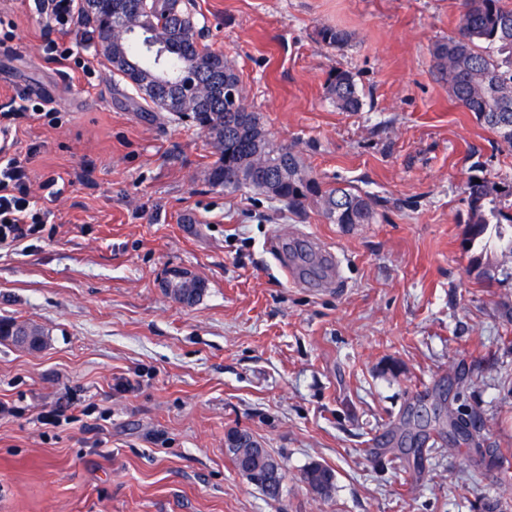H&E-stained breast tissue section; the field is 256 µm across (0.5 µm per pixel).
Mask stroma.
<instances>
[{
  "label": "stroma",
  "mask_w": 512,
  "mask_h": 512,
  "mask_svg": "<svg viewBox=\"0 0 512 512\" xmlns=\"http://www.w3.org/2000/svg\"><path fill=\"white\" fill-rule=\"evenodd\" d=\"M191 3L271 142L322 187L371 195L376 218L211 186L191 117L136 111L74 20L0 0V114L51 213L31 247L0 250V318L45 332L37 350L0 339V512H512V226L463 246L466 183L512 181V145L433 67L460 0ZM325 26L349 40L326 45ZM335 69L360 111L330 100ZM276 236L324 243L339 271L280 274ZM175 270L199 301L168 295ZM425 410L477 419L479 444L433 430L399 447ZM233 428L282 461L279 498L235 469ZM313 461L336 473L329 496L303 480ZM327 90L336 108L343 112H357L363 106L362 97L349 71H333L327 81Z\"/></svg>",
  "instance_id": "stroma-1"
}]
</instances>
